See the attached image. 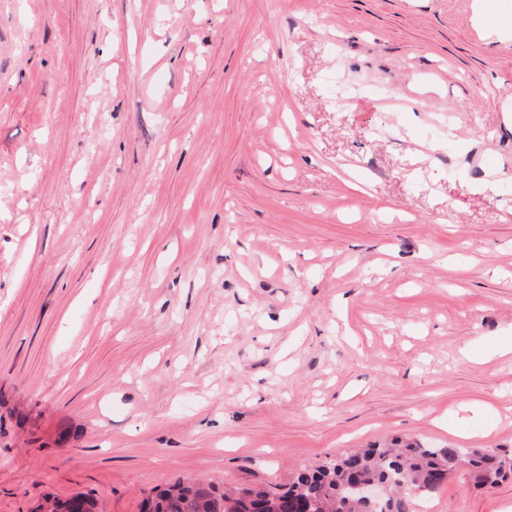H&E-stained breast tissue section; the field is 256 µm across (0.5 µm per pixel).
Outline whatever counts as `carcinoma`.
<instances>
[{"label": "carcinoma", "mask_w": 512, "mask_h": 512, "mask_svg": "<svg viewBox=\"0 0 512 512\" xmlns=\"http://www.w3.org/2000/svg\"><path fill=\"white\" fill-rule=\"evenodd\" d=\"M466 468L477 485H496L512 477V452L502 448H431L418 442L394 441L386 446L360 448L326 465L299 473L283 490L249 486L222 489L204 480L177 479L155 492L154 510L141 512H269V497L288 505L313 503L315 512H409L414 498L440 488L439 477ZM378 482L388 488L384 500L372 507L349 496L354 480Z\"/></svg>", "instance_id": "1"}]
</instances>
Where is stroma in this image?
I'll use <instances>...</instances> for the list:
<instances>
[{
    "label": "stroma",
    "mask_w": 512,
    "mask_h": 512,
    "mask_svg": "<svg viewBox=\"0 0 512 512\" xmlns=\"http://www.w3.org/2000/svg\"><path fill=\"white\" fill-rule=\"evenodd\" d=\"M395 438L512 448V0H0V512Z\"/></svg>",
    "instance_id": "35a3bbf8"
}]
</instances>
